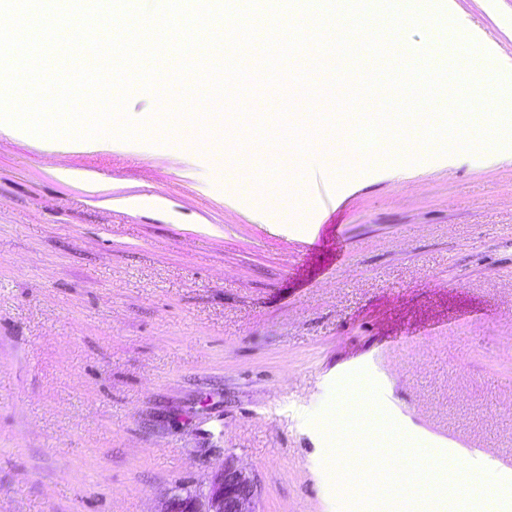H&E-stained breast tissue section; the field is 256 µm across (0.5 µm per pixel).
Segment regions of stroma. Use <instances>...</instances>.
<instances>
[{"instance_id": "35a3bbf8", "label": "stroma", "mask_w": 512, "mask_h": 512, "mask_svg": "<svg viewBox=\"0 0 512 512\" xmlns=\"http://www.w3.org/2000/svg\"><path fill=\"white\" fill-rule=\"evenodd\" d=\"M455 2L401 0L448 16L404 31L394 66L445 25L512 60V0ZM297 94L217 99L271 104L245 189L230 112L220 156L173 131L51 153L0 134V512H160L228 457L258 512H347L318 423L354 370L404 437L512 476V160L422 147L390 177L329 93L323 119L292 114ZM295 137L351 155L285 188Z\"/></svg>"}]
</instances>
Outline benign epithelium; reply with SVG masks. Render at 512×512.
<instances>
[{
	"label": "benign epithelium",
	"instance_id": "1",
	"mask_svg": "<svg viewBox=\"0 0 512 512\" xmlns=\"http://www.w3.org/2000/svg\"><path fill=\"white\" fill-rule=\"evenodd\" d=\"M257 485L251 474L226 459L208 478L206 490L171 489L161 512H257Z\"/></svg>",
	"mask_w": 512,
	"mask_h": 512
}]
</instances>
